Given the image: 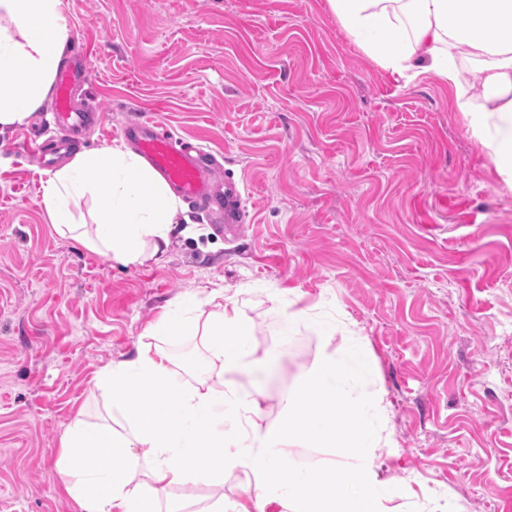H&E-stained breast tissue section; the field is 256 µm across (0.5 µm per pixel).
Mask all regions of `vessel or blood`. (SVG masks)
<instances>
[{"label": "vessel or blood", "instance_id": "1", "mask_svg": "<svg viewBox=\"0 0 512 512\" xmlns=\"http://www.w3.org/2000/svg\"><path fill=\"white\" fill-rule=\"evenodd\" d=\"M89 79L90 70L83 51L74 50L57 71L51 107L44 121V131L49 138L29 143L28 154L44 158L56 153L59 146L78 144L83 129L94 119L96 109L92 106L83 111L75 109L72 91ZM121 133L185 204L200 212H223L225 223H241V190L233 181L218 185V164L204 147L162 132L159 123L150 118L130 121Z\"/></svg>", "mask_w": 512, "mask_h": 512}]
</instances>
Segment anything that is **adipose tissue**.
<instances>
[{
  "label": "adipose tissue",
  "instance_id": "adipose-tissue-1",
  "mask_svg": "<svg viewBox=\"0 0 512 512\" xmlns=\"http://www.w3.org/2000/svg\"><path fill=\"white\" fill-rule=\"evenodd\" d=\"M341 29L383 68L434 74L454 88L458 109L493 118L501 137L483 140L498 173L512 178V0H327ZM63 0H0V131L28 122L46 99L69 41ZM475 63L466 85L461 62ZM91 198L89 213L77 202ZM40 204L61 234L128 266L162 253L180 202L138 155L115 145L78 152L42 185ZM151 336L201 334L207 371L181 381L169 356L151 346L99 372L110 421L82 419L61 438L57 471L77 512H161L168 490L220 480L230 467L251 473L247 501L209 512H396L399 487L372 468L382 435L383 394L368 342L348 339L323 352L297 391L268 421L259 384L237 377L256 367L248 317L231 297L205 311L176 297ZM341 449L327 476L294 464L293 446ZM147 469H140V461ZM354 490L340 495L338 482Z\"/></svg>",
  "mask_w": 512,
  "mask_h": 512
}]
</instances>
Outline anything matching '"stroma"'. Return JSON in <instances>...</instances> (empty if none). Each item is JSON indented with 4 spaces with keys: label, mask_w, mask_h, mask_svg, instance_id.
<instances>
[{
    "label": "stroma",
    "mask_w": 512,
    "mask_h": 512,
    "mask_svg": "<svg viewBox=\"0 0 512 512\" xmlns=\"http://www.w3.org/2000/svg\"><path fill=\"white\" fill-rule=\"evenodd\" d=\"M90 54L76 105H98L80 149L122 144L151 116L204 146L243 187L244 222L220 236L177 216L165 253L123 266L60 235L39 204L46 173L22 150L42 116L0 133V512H75L57 473L75 417L101 423L93 379L146 344L184 381L201 336H150L168 302L223 291L242 304L268 419L336 321L378 360L380 478L429 490L444 512L512 504V185L468 131L446 84L394 73L340 30L326 0H64ZM311 318L282 343L272 294ZM247 478L175 487L162 506L246 500Z\"/></svg>",
    "instance_id": "obj_1"
}]
</instances>
